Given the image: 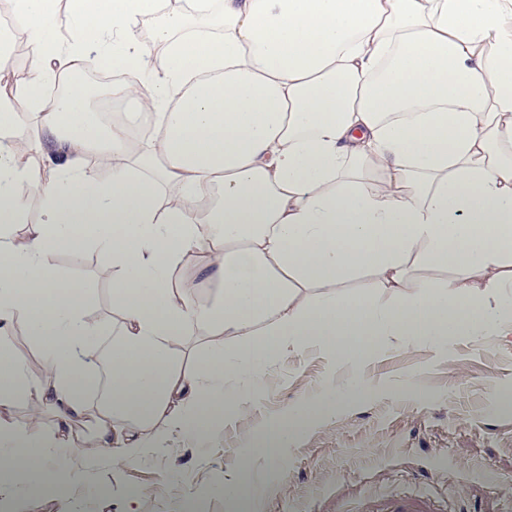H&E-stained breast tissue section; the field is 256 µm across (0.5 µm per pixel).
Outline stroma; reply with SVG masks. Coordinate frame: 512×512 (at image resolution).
Here are the masks:
<instances>
[{
	"label": "stroma",
	"mask_w": 512,
	"mask_h": 512,
	"mask_svg": "<svg viewBox=\"0 0 512 512\" xmlns=\"http://www.w3.org/2000/svg\"><path fill=\"white\" fill-rule=\"evenodd\" d=\"M52 264L81 283L88 314L113 318L114 274L103 254L72 246ZM354 377L369 387L360 404L308 423L279 466L253 462L264 492L249 512H367L374 499L422 492L433 512H512V341L491 333L457 337L443 350L381 344L350 364L317 346L289 350L241 416L216 427L204 447L173 436L116 470L106 454L76 442L67 508L107 512L111 499L135 492L138 512L201 501L208 512H232L223 488L238 472L243 438L265 435L299 402Z\"/></svg>",
	"instance_id": "stroma-1"
}]
</instances>
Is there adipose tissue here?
<instances>
[{"mask_svg":"<svg viewBox=\"0 0 512 512\" xmlns=\"http://www.w3.org/2000/svg\"><path fill=\"white\" fill-rule=\"evenodd\" d=\"M14 3L44 77L118 56L135 78L112 97L152 129L105 126L80 84L50 101L42 80L0 89L1 491L66 512L79 423L117 470L168 431L203 446L248 403L229 377L259 379L291 349L352 361L373 337L512 335V0H70L63 16L54 0ZM144 16L157 20L153 55L139 46ZM23 108L33 162L12 144ZM26 185L43 205L20 236ZM76 243L112 261L116 327L89 319L80 284L50 263ZM365 275L375 287L347 290ZM18 321L42 375L14 348ZM108 330L112 398L92 412L89 356ZM196 332L199 350L185 341ZM367 391L352 378L246 437L225 498L259 497L253 459L277 464L298 427ZM29 398L17 427L11 411ZM46 412L50 435L37 428Z\"/></svg>","mask_w":512,"mask_h":512,"instance_id":"ef3b65f1","label":"adipose tissue"}]
</instances>
